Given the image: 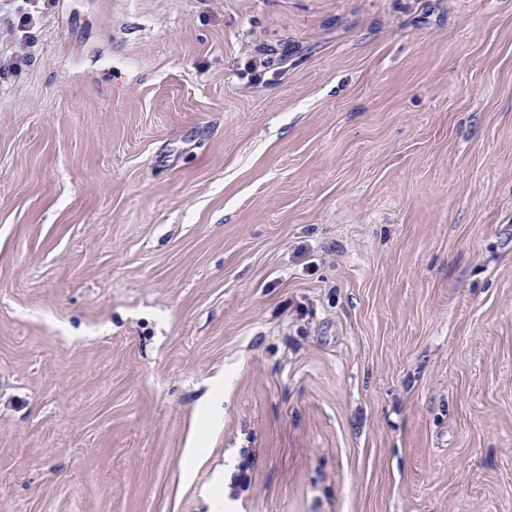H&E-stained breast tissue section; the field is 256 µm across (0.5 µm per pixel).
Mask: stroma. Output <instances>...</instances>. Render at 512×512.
I'll list each match as a JSON object with an SVG mask.
<instances>
[{
    "instance_id": "1",
    "label": "stroma",
    "mask_w": 512,
    "mask_h": 512,
    "mask_svg": "<svg viewBox=\"0 0 512 512\" xmlns=\"http://www.w3.org/2000/svg\"><path fill=\"white\" fill-rule=\"evenodd\" d=\"M0 53V512H512V0H54Z\"/></svg>"
}]
</instances>
